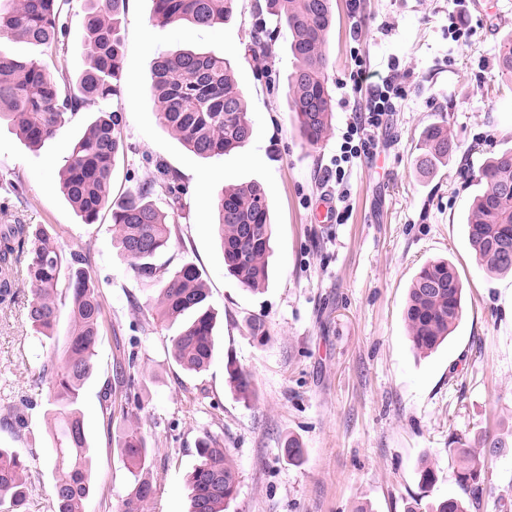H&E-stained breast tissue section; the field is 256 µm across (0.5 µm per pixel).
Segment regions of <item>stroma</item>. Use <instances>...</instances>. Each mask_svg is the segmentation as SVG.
<instances>
[{"label": "stroma", "instance_id": "stroma-1", "mask_svg": "<svg viewBox=\"0 0 512 512\" xmlns=\"http://www.w3.org/2000/svg\"><path fill=\"white\" fill-rule=\"evenodd\" d=\"M241 2L230 20L197 29L154 26L153 0H126L120 94L112 101L123 138L113 197L159 180L164 170L179 175V202L156 199L174 221L163 260L168 270L191 263L202 273L217 315L205 371H187L172 359L171 339L182 323L157 319V289L137 279L116 247L110 212L82 223L59 190L64 160L95 107L75 111L63 132L38 148L0 128V175L21 184L19 195L0 191V224L53 225L67 249L89 257L104 304L96 370L81 390L93 450L86 512H120L133 479L121 448L134 419L147 440L155 487L144 512H188L186 475L208 435L239 470L229 512H426L464 494L453 438L485 432L508 447L485 462L480 512H512V277L482 271L466 236L481 164L512 148V86L498 66L500 45L512 36V0H333L332 128L315 147L303 143L288 105L287 30L274 16L258 15L260 0ZM85 5H66L63 49L15 42L12 51L43 57L53 73L76 75L86 64ZM260 19L274 42L269 55L251 50ZM179 49L230 60L253 126L242 148L201 158L158 124L150 66ZM356 53L373 84L390 75L406 94L369 130L368 154L339 184L328 170L341 133L372 98L371 86L348 85ZM435 123L447 125L459 149L427 176L417 167L419 135ZM249 182L263 188L273 223L270 277L260 293L226 272L214 228L217 192ZM327 197L334 213L318 218ZM434 259L454 265L465 301L448 344L423 356L412 348L404 309L413 277ZM30 297L22 278L13 303L0 306V448L28 461L35 486L25 512H55L50 392L36 378L46 359L61 354L69 316L61 314L53 339L39 341L26 319ZM255 318L265 323L267 343L250 335ZM231 357L255 383L251 401L227 382ZM128 362L139 383L136 402L112 383L116 365ZM107 388L117 399L108 413L101 406ZM15 411L22 425L6 423ZM291 437L304 450L297 463L284 453ZM423 460L438 476L428 487L417 473Z\"/></svg>", "mask_w": 512, "mask_h": 512}]
</instances>
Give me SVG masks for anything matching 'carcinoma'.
Returning <instances> with one entry per match:
<instances>
[{"instance_id": "carcinoma-1", "label": "carcinoma", "mask_w": 512, "mask_h": 512, "mask_svg": "<svg viewBox=\"0 0 512 512\" xmlns=\"http://www.w3.org/2000/svg\"><path fill=\"white\" fill-rule=\"evenodd\" d=\"M67 0H0V40L35 46L62 44L60 19ZM126 0H87L84 14V53L88 65L75 81L52 73L41 59H21L0 43V124L14 127L18 136L36 147L58 136L68 115L86 105L102 104L94 121L73 145L62 171L61 191L83 223L93 224L104 208L112 212L114 240L132 262L138 279L159 286L156 315L175 320L187 311L194 318L171 340L174 361L200 372L214 349V316L200 271L185 264L171 274L157 263L170 246L171 222L154 202L158 194L173 195L178 175L144 184L114 201L113 169L120 150L121 115L110 103L123 65L121 28ZM239 0H153L152 21L160 26L189 23L209 28L230 19ZM266 11L288 30L293 58L287 76L288 102L305 143L313 147L328 135L333 118L327 85V45L335 25L333 0H265ZM499 67L512 83V37L500 47ZM151 84L157 101L158 123L188 150L202 157L224 155L242 147L252 136L245 97L231 62L222 54L175 50L151 65ZM458 149L448 129L433 124L423 131L419 169L430 174L448 164ZM482 191L472 202L467 237L479 267L491 274H512L499 242H512V150L488 158L480 169ZM216 226L224 251V265L245 289L260 290L269 277L272 222L270 204L256 184H240L221 191L215 200ZM31 284L27 318L32 330L52 336L69 304L71 329L63 355L51 362L52 405L48 437L54 474L51 495L55 512H85L91 495V448L80 410V390L95 370V356L103 327L104 306L86 255L65 247L43 225L0 224V304L13 297L21 269ZM463 288L447 260L425 263L409 288L405 322L413 347L428 352L440 346L457 327ZM228 383L245 401L255 397L251 376L235 361L227 362ZM484 453L495 456L505 444L496 436L478 438ZM457 481L473 492L469 501L450 497L432 504L428 512L480 510L476 496L482 480L476 456L466 437L456 438ZM122 454L134 480L122 512H143L154 494L149 477V452L139 427L130 426ZM238 468L217 441L204 439L197 462L187 475L189 512H228L238 492ZM31 475L17 451L0 448V507L23 512Z\"/></svg>"}]
</instances>
